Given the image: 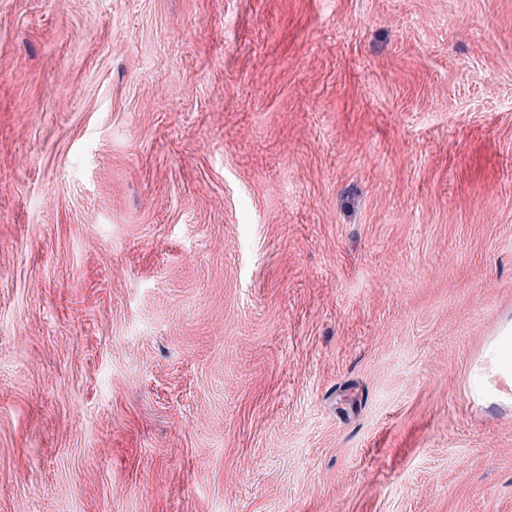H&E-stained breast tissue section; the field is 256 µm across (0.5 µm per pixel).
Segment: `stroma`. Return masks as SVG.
<instances>
[{
	"label": "stroma",
	"instance_id": "35a3bbf8",
	"mask_svg": "<svg viewBox=\"0 0 512 512\" xmlns=\"http://www.w3.org/2000/svg\"><path fill=\"white\" fill-rule=\"evenodd\" d=\"M512 0H0V512H512ZM510 324L490 347V352L498 366L507 373L512 370V336Z\"/></svg>",
	"mask_w": 512,
	"mask_h": 512
}]
</instances>
